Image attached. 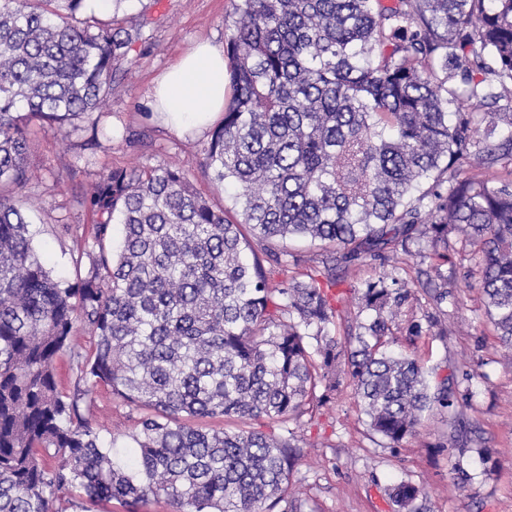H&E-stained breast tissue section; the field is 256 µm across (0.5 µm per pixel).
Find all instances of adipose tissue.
Masks as SVG:
<instances>
[{"label":"adipose tissue","mask_w":512,"mask_h":512,"mask_svg":"<svg viewBox=\"0 0 512 512\" xmlns=\"http://www.w3.org/2000/svg\"><path fill=\"white\" fill-rule=\"evenodd\" d=\"M226 97L224 54L200 42L161 76L152 106L175 128L203 127L213 114L223 111Z\"/></svg>","instance_id":"adipose-tissue-1"}]
</instances>
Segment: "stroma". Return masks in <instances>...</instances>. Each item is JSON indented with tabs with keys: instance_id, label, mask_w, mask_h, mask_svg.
<instances>
[{
	"instance_id": "obj_1",
	"label": "stroma",
	"mask_w": 512,
	"mask_h": 512,
	"mask_svg": "<svg viewBox=\"0 0 512 512\" xmlns=\"http://www.w3.org/2000/svg\"><path fill=\"white\" fill-rule=\"evenodd\" d=\"M95 14L141 30L115 72L111 98L69 136L31 126L28 162L36 176L26 188L29 235L52 276L69 283L87 271L75 263L76 235L91 233L81 196L111 169L180 168L215 208L229 219L237 217L230 195L203 172L222 115L213 117L211 128L180 133L150 105L156 80L196 41L225 47L236 19L233 0H97ZM469 251L461 236H449L446 271L455 303L438 306L425 297L406 307L405 315L432 316L448 331L444 337L427 333L406 351L431 378L460 376V390L470 393L460 418L471 452L457 456L448 414L436 409L425 413L415 436L400 447H386L369 431L353 385L342 381L331 401L301 419L302 455L292 480L303 492L302 512H394L388 490L403 481L420 487L429 512H512V355L500 346L485 315ZM382 271L381 262L368 257L351 265L334 290L339 315L331 334L343 337L355 327L360 319L355 288ZM79 412L96 427L114 461L126 464L135 409L98 386L80 400ZM458 463L468 480L457 477Z\"/></svg>"
}]
</instances>
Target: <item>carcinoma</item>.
I'll return each mask as SVG.
<instances>
[{
	"label": "carcinoma",
	"instance_id": "cac0c4a2",
	"mask_svg": "<svg viewBox=\"0 0 512 512\" xmlns=\"http://www.w3.org/2000/svg\"><path fill=\"white\" fill-rule=\"evenodd\" d=\"M86 0H0V512H68L90 502L164 499L170 512H301L286 493L307 405L341 380L392 446L423 414L460 408L448 379L390 347L398 276L419 258L448 299V234L464 229L486 314L512 352V0H237L224 50L230 95L204 173L234 189L233 223L178 168L102 174L86 275L54 278L19 197L32 173L28 126L99 111L137 28L86 16ZM123 226L112 249V224ZM295 238L326 250L325 273L271 283L253 244L288 268ZM425 241L426 247L411 250ZM392 261L359 289L361 332L329 333L336 261ZM96 336L86 355L76 322ZM69 349L73 396L53 363ZM142 410L120 466L79 415L90 388ZM222 417L262 430H203ZM424 512L420 490L388 491Z\"/></svg>",
	"mask_w": 512,
	"mask_h": 512
}]
</instances>
